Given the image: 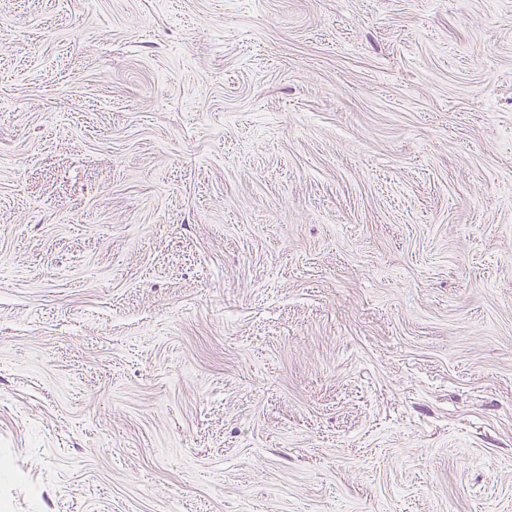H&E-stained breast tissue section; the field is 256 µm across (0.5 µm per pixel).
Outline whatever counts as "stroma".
I'll return each mask as SVG.
<instances>
[{
  "label": "stroma",
  "mask_w": 512,
  "mask_h": 512,
  "mask_svg": "<svg viewBox=\"0 0 512 512\" xmlns=\"http://www.w3.org/2000/svg\"><path fill=\"white\" fill-rule=\"evenodd\" d=\"M0 512H512V0H0Z\"/></svg>",
  "instance_id": "35a3bbf8"
}]
</instances>
